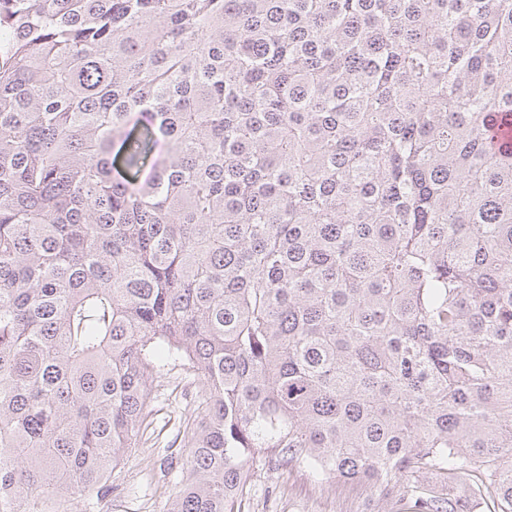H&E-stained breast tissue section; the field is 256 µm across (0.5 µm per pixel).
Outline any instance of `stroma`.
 Instances as JSON below:
<instances>
[{
  "instance_id": "obj_1",
  "label": "stroma",
  "mask_w": 512,
  "mask_h": 512,
  "mask_svg": "<svg viewBox=\"0 0 512 512\" xmlns=\"http://www.w3.org/2000/svg\"><path fill=\"white\" fill-rule=\"evenodd\" d=\"M201 384L182 362H172L155 388L151 437L112 473V492L101 501L70 496L66 512H166L186 468L187 451L175 438L197 407ZM377 493L316 480L297 467L255 470L245 488L242 512H380Z\"/></svg>"
}]
</instances>
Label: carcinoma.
Here are the masks:
<instances>
[{"label": "carcinoma", "instance_id": "obj_1", "mask_svg": "<svg viewBox=\"0 0 512 512\" xmlns=\"http://www.w3.org/2000/svg\"><path fill=\"white\" fill-rule=\"evenodd\" d=\"M509 118L512 0H0V512L105 498L176 359L167 512H512ZM386 507L377 493L317 481L298 467L255 469L243 494L242 512H376Z\"/></svg>", "mask_w": 512, "mask_h": 512}]
</instances>
